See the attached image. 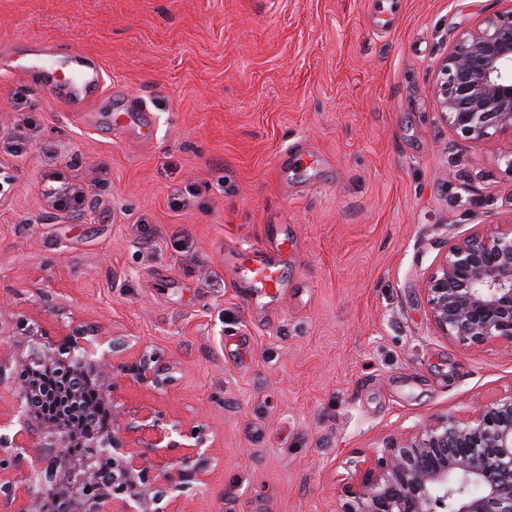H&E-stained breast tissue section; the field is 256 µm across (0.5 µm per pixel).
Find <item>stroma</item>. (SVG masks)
<instances>
[{"mask_svg":"<svg viewBox=\"0 0 512 512\" xmlns=\"http://www.w3.org/2000/svg\"><path fill=\"white\" fill-rule=\"evenodd\" d=\"M507 7L0 0V49L17 50L0 64V302L47 294V330L92 323L173 365L167 390L127 396L208 430L187 512H340L352 456L512 391V349L435 335L422 294L450 241L512 219L501 139L457 137L434 81L458 35ZM41 41L103 70L97 111L14 74ZM139 104L154 125L137 136ZM52 174L87 206L48 204ZM282 238L299 264L277 302L246 303L227 250Z\"/></svg>","mask_w":512,"mask_h":512,"instance_id":"35a3bbf8","label":"stroma"}]
</instances>
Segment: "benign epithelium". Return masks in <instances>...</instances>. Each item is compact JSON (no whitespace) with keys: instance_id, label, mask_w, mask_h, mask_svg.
Segmentation results:
<instances>
[{"instance_id":"7a95c632","label":"benign epithelium","mask_w":512,"mask_h":512,"mask_svg":"<svg viewBox=\"0 0 512 512\" xmlns=\"http://www.w3.org/2000/svg\"><path fill=\"white\" fill-rule=\"evenodd\" d=\"M442 117L465 141L509 135L512 174V0L461 34L438 66ZM423 295L433 332L462 344L512 348V221L477 224L448 243ZM132 338L72 323L50 332L39 307L0 305V512H187L212 459L207 429L130 402L125 386L172 384L156 353L128 358ZM93 389L111 412L91 430ZM101 449L72 452L73 429ZM342 512H512V391L467 418L440 415L358 460Z\"/></svg>"}]
</instances>
